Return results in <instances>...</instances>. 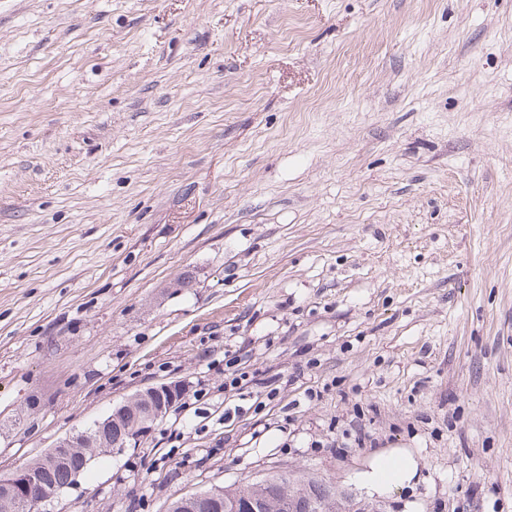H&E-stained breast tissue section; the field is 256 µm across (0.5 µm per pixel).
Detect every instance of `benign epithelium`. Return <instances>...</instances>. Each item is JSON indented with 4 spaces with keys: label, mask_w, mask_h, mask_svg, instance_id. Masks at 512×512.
Wrapping results in <instances>:
<instances>
[{
    "label": "benign epithelium",
    "mask_w": 512,
    "mask_h": 512,
    "mask_svg": "<svg viewBox=\"0 0 512 512\" xmlns=\"http://www.w3.org/2000/svg\"><path fill=\"white\" fill-rule=\"evenodd\" d=\"M183 386L177 381L163 382L137 392L124 403L95 421L89 432H73L59 439L50 450L32 463L13 470L11 477L0 483V506L8 510L16 502L37 468L47 473L72 455H80L89 463L102 452L124 449L138 437L151 431L182 398ZM64 486L49 483L39 485L26 497L29 512H42V506L58 498ZM214 507L221 503L218 490L197 492L184 496L169 505L167 512H199L205 504ZM224 512H273L271 500L264 494L238 496L224 502Z\"/></svg>",
    "instance_id": "1"
}]
</instances>
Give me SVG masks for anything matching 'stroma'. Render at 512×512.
Returning a JSON list of instances; mask_svg holds the SVG:
<instances>
[{"label": "stroma", "mask_w": 512, "mask_h": 512, "mask_svg": "<svg viewBox=\"0 0 512 512\" xmlns=\"http://www.w3.org/2000/svg\"><path fill=\"white\" fill-rule=\"evenodd\" d=\"M169 380L48 512H512V0H0V475ZM417 469L416 460L411 455L385 458L372 465L365 473V479L373 486L403 484L412 479ZM271 478L278 479L280 486L274 488V499L280 500L284 496L288 499L293 498L296 500V509L290 511L288 505L282 506L283 509H288L286 512H303L305 507L303 504L310 502L318 505L322 510L320 512H379L375 509L367 508V505L360 501H356L351 496H342L336 494V486L326 479L309 478H283L281 475H272ZM262 488H257L253 484L246 489H227L224 488V498L238 496L230 501L224 500V511L222 512H272L273 507L271 500L262 492ZM258 493V494H254ZM243 494H254L244 495ZM214 488L216 489L209 493L203 491L179 498L172 504H169L167 512H197L206 502L214 507H219L221 496L217 490L218 488Z\"/></svg>", "instance_id": "stroma-1"}]
</instances>
